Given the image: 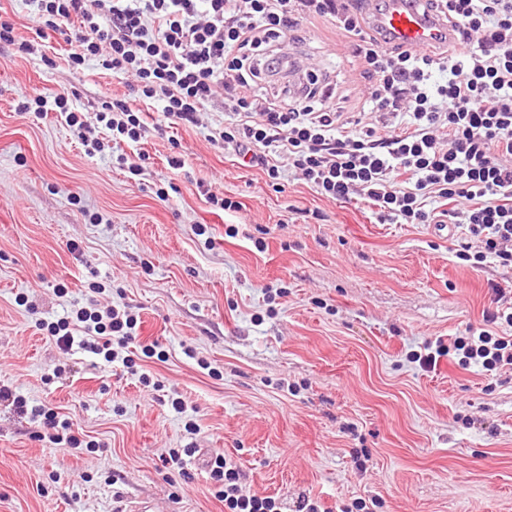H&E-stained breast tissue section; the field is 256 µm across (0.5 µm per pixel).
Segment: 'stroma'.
Segmentation results:
<instances>
[{
	"label": "stroma",
	"mask_w": 512,
	"mask_h": 512,
	"mask_svg": "<svg viewBox=\"0 0 512 512\" xmlns=\"http://www.w3.org/2000/svg\"><path fill=\"white\" fill-rule=\"evenodd\" d=\"M300 35L294 51L357 111L368 81L346 38L323 18ZM50 43L43 56L0 42V387L93 447L40 439L0 402V512L141 500L224 512L219 454L244 494L282 512L304 499L322 512H512V365L412 359L512 304V270L458 260L461 229L378 223L364 200L322 198L291 172L267 183L211 143L216 109L87 156L58 113L21 111L23 95L90 116L132 100V81L100 57L73 69L74 45ZM136 159L143 175L128 171ZM209 190L240 209H214ZM94 299L138 316L124 359L63 351L43 330ZM172 448L181 458L163 463Z\"/></svg>",
	"instance_id": "35a3bbf8"
}]
</instances>
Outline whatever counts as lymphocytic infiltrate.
I'll return each instance as SVG.
<instances>
[{"label": "lymphocytic infiltrate", "mask_w": 512, "mask_h": 512, "mask_svg": "<svg viewBox=\"0 0 512 512\" xmlns=\"http://www.w3.org/2000/svg\"><path fill=\"white\" fill-rule=\"evenodd\" d=\"M53 32L73 34L80 68L106 57L114 76L135 77L134 102H104L87 117L68 98L23 103L56 111L67 126L104 124L114 142L136 143L148 128L144 107L160 103L171 123L197 124L210 103L224 117L212 135L242 166L278 183L298 173L322 197L362 198L388 224H451L468 242L455 256L475 269L487 260L512 269V0H429L454 30L452 44L430 49L382 44L364 27L367 0H28ZM331 20L368 80L355 115L338 110L336 88L310 73L299 95H267L260 85L287 67L303 22ZM128 311L80 309L75 321L48 324L61 349L111 357L132 340ZM454 351L462 364L494 371L512 365V338L488 330L437 344L425 364ZM41 419L56 444L80 448L52 411L0 388V401ZM224 512H279L272 498L241 494L240 471L219 457L211 469Z\"/></svg>", "instance_id": "1"}]
</instances>
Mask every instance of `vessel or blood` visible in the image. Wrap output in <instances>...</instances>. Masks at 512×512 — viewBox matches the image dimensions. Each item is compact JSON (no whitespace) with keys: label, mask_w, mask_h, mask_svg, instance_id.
<instances>
[{"label":"vessel or blood","mask_w":512,"mask_h":512,"mask_svg":"<svg viewBox=\"0 0 512 512\" xmlns=\"http://www.w3.org/2000/svg\"><path fill=\"white\" fill-rule=\"evenodd\" d=\"M423 0H369L366 19L381 40L423 48L448 40L444 16L422 9Z\"/></svg>","instance_id":"vessel-or-blood-1"}]
</instances>
